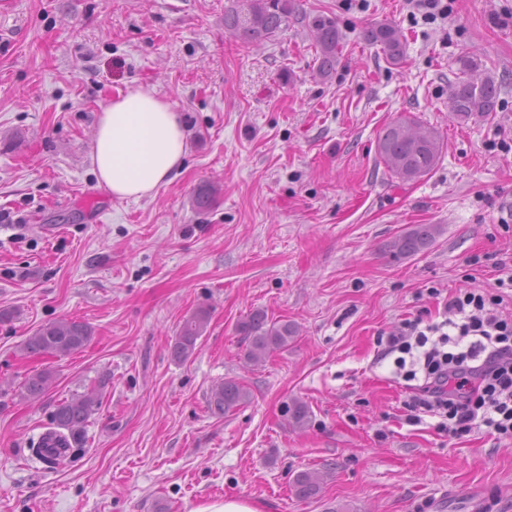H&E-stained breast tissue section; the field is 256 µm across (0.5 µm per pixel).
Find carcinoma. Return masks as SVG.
<instances>
[{
	"instance_id": "cac0c4a2",
	"label": "carcinoma",
	"mask_w": 512,
	"mask_h": 512,
	"mask_svg": "<svg viewBox=\"0 0 512 512\" xmlns=\"http://www.w3.org/2000/svg\"><path fill=\"white\" fill-rule=\"evenodd\" d=\"M305 18L301 0H233L224 11V28L244 44L271 39L288 28L291 20ZM308 27L314 36L319 74L329 76L339 61L343 34L336 19L325 14L314 16ZM370 45L378 46L392 66H399L405 58V39L395 25L381 21L362 32ZM460 76L448 84V112L461 121L476 115L496 111L499 87L490 77L474 81L468 74L480 70L481 61L469 56L459 57ZM377 151L389 173L403 182H415L429 175L437 166L444 140L433 127L400 114L379 133ZM219 186L206 183L198 187L193 205L203 211L210 207ZM440 233L438 224H416L408 231L395 235L386 243V252L394 259L410 257L430 246ZM208 322V314L198 311L182 324L172 346V355L178 361L187 360L195 351ZM239 331L249 341L246 360L253 366L262 365L268 355L288 346L297 335V328L288 321L272 320L265 311L257 309L239 323ZM91 327L80 320L62 318L37 329L24 344L29 357L48 353H71L83 349L91 340ZM49 374L42 372L29 378L25 384L31 396L42 394ZM251 397L249 389L236 380H226L212 390L209 408L218 416H226L246 403ZM94 399L77 396L59 404L52 416L54 428L45 432L38 446V456L47 463L58 461L83 443L86 422L95 410ZM291 421L305 426L310 418L305 403L296 400L288 407ZM323 475L317 471L299 472L293 481L295 495L308 498L318 494Z\"/></svg>"
}]
</instances>
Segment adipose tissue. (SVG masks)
I'll return each instance as SVG.
<instances>
[{
    "label": "adipose tissue",
    "instance_id": "obj_1",
    "mask_svg": "<svg viewBox=\"0 0 512 512\" xmlns=\"http://www.w3.org/2000/svg\"><path fill=\"white\" fill-rule=\"evenodd\" d=\"M188 154V137L169 100L141 87L119 93L100 112L91 144L99 187L120 200L153 196Z\"/></svg>",
    "mask_w": 512,
    "mask_h": 512
}]
</instances>
